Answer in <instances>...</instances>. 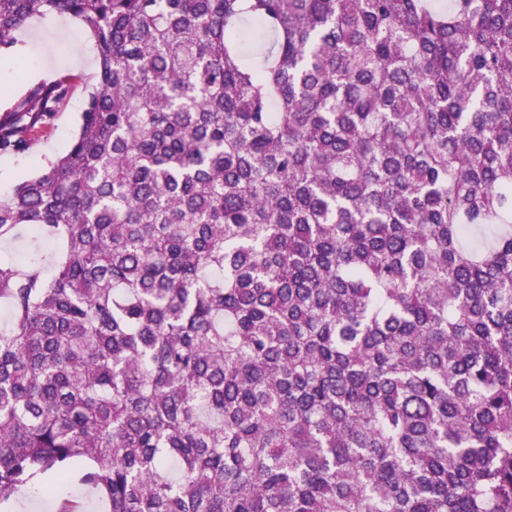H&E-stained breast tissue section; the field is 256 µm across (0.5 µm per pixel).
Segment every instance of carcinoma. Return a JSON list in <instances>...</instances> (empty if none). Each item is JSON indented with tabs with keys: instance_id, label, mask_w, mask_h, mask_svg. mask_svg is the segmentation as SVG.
Segmentation results:
<instances>
[{
	"instance_id": "obj_1",
	"label": "carcinoma",
	"mask_w": 512,
	"mask_h": 512,
	"mask_svg": "<svg viewBox=\"0 0 512 512\" xmlns=\"http://www.w3.org/2000/svg\"><path fill=\"white\" fill-rule=\"evenodd\" d=\"M98 80L0 201V500L512 512V0H0ZM33 85L0 157L64 102Z\"/></svg>"
}]
</instances>
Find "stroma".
Listing matches in <instances>:
<instances>
[{"instance_id": "obj_1", "label": "stroma", "mask_w": 512, "mask_h": 512, "mask_svg": "<svg viewBox=\"0 0 512 512\" xmlns=\"http://www.w3.org/2000/svg\"><path fill=\"white\" fill-rule=\"evenodd\" d=\"M16 47L0 54V108L23 96L31 84L60 74L75 75L72 95L45 120L31 149L22 155L0 157V200L20 182L38 172L48 160L63 155L78 129L89 91L97 80L96 49L87 27L57 14L33 19L17 35ZM83 62H76V54Z\"/></svg>"}]
</instances>
